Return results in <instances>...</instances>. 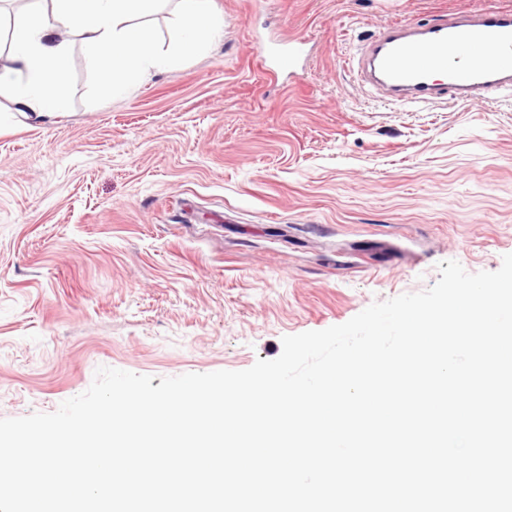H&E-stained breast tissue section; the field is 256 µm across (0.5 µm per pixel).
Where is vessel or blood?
Instances as JSON below:
<instances>
[{
	"mask_svg": "<svg viewBox=\"0 0 512 512\" xmlns=\"http://www.w3.org/2000/svg\"><path fill=\"white\" fill-rule=\"evenodd\" d=\"M345 64L396 100L485 102L512 90V7L444 12L430 24H385Z\"/></svg>",
	"mask_w": 512,
	"mask_h": 512,
	"instance_id": "obj_1",
	"label": "vessel or blood"
}]
</instances>
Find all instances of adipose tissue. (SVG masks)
Returning <instances> with one entry per match:
<instances>
[{
	"label": "adipose tissue",
	"mask_w": 512,
	"mask_h": 512,
	"mask_svg": "<svg viewBox=\"0 0 512 512\" xmlns=\"http://www.w3.org/2000/svg\"><path fill=\"white\" fill-rule=\"evenodd\" d=\"M162 2L33 0L31 6L0 11V26L9 35L0 93L28 119L45 124L58 117L64 103L70 36L79 38L96 65L103 90L118 96L147 72L204 51L223 25L214 0H176V35L157 47L146 20Z\"/></svg>",
	"instance_id": "adipose-tissue-1"
}]
</instances>
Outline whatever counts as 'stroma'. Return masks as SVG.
Here are the masks:
<instances>
[{
	"label": "stroma",
	"mask_w": 512,
	"mask_h": 512,
	"mask_svg": "<svg viewBox=\"0 0 512 512\" xmlns=\"http://www.w3.org/2000/svg\"><path fill=\"white\" fill-rule=\"evenodd\" d=\"M482 0H214L222 34L112 99L72 40L63 116L0 96V418L106 366L245 370L287 335L512 253V94L376 100L343 68L379 27ZM307 42L295 71L275 48Z\"/></svg>",
	"instance_id": "35a3bbf8"
}]
</instances>
